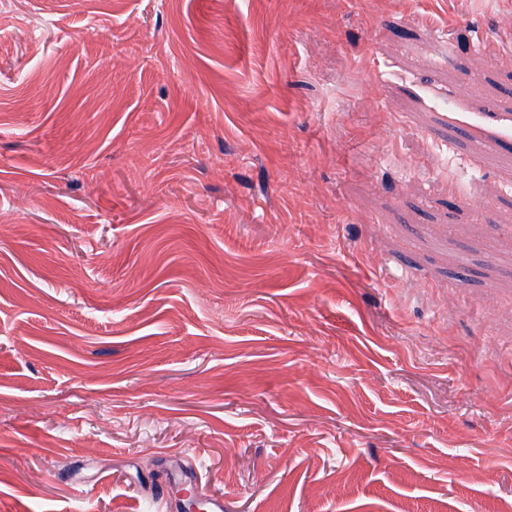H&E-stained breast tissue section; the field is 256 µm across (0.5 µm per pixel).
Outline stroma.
Segmentation results:
<instances>
[{
	"label": "stroma",
	"instance_id": "stroma-1",
	"mask_svg": "<svg viewBox=\"0 0 512 512\" xmlns=\"http://www.w3.org/2000/svg\"><path fill=\"white\" fill-rule=\"evenodd\" d=\"M512 512V0H0V512Z\"/></svg>",
	"mask_w": 512,
	"mask_h": 512
}]
</instances>
